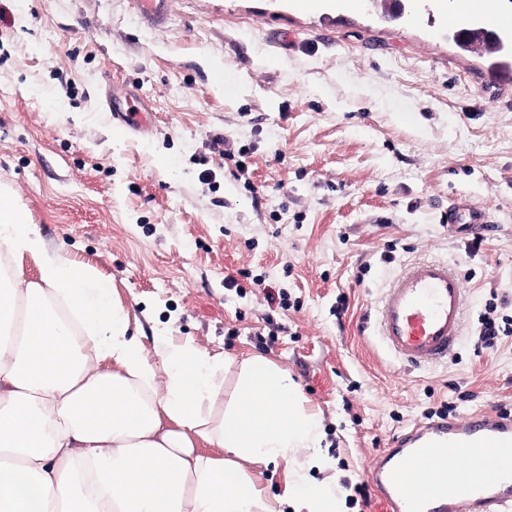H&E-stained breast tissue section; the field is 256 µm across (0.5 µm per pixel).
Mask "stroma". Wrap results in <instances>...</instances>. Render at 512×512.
<instances>
[{"label": "stroma", "instance_id": "1", "mask_svg": "<svg viewBox=\"0 0 512 512\" xmlns=\"http://www.w3.org/2000/svg\"><path fill=\"white\" fill-rule=\"evenodd\" d=\"M455 0H0V185L48 247L111 280L146 347L192 341L286 370L320 412L347 512L393 437L456 401L512 411V339L484 349L491 297L512 316V0L466 10L501 52L460 49ZM151 121L118 131L115 102ZM458 195L493 219L479 251L444 221ZM420 260L463 280L458 345L410 367L377 309ZM234 287H226L227 279ZM170 0H137L138 10L144 20L154 26L162 24L169 11Z\"/></svg>", "mask_w": 512, "mask_h": 512}]
</instances>
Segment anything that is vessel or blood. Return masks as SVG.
<instances>
[{"instance_id": "b4317fda", "label": "vessel or blood", "mask_w": 512, "mask_h": 512, "mask_svg": "<svg viewBox=\"0 0 512 512\" xmlns=\"http://www.w3.org/2000/svg\"><path fill=\"white\" fill-rule=\"evenodd\" d=\"M170 0H137L144 20L161 25ZM490 213L460 196L448 199L447 224L463 231L487 225ZM465 294L447 263L423 260L402 273L378 309V332L406 364L445 357L459 340ZM487 472L485 481L450 471ZM368 478L386 512H512V413L488 411L467 418L415 424L377 453Z\"/></svg>"}]
</instances>
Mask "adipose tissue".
Instances as JSON below:
<instances>
[{"label": "adipose tissue", "instance_id": "adipose-tissue-1", "mask_svg": "<svg viewBox=\"0 0 512 512\" xmlns=\"http://www.w3.org/2000/svg\"><path fill=\"white\" fill-rule=\"evenodd\" d=\"M2 259L0 325L23 341H0V512H346L335 481L307 477L331 462L285 371L243 360L234 399L213 413L220 358L161 336L148 352L111 281L50 250L0 187ZM300 448L312 451L303 468ZM271 464L285 473L274 496L252 473Z\"/></svg>", "mask_w": 512, "mask_h": 512}]
</instances>
